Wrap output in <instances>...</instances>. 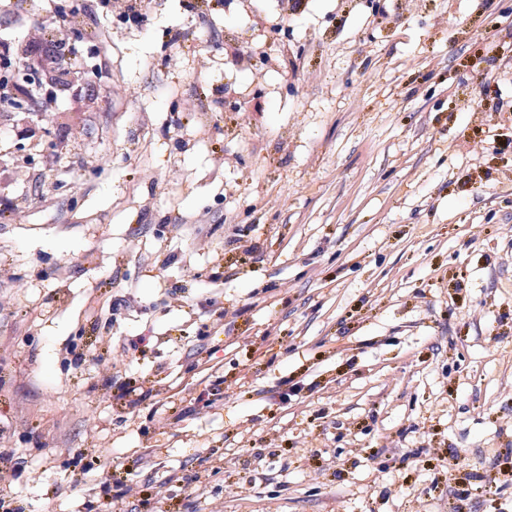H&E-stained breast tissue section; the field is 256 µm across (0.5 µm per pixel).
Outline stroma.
I'll return each mask as SVG.
<instances>
[{
	"label": "stroma",
	"mask_w": 512,
	"mask_h": 512,
	"mask_svg": "<svg viewBox=\"0 0 512 512\" xmlns=\"http://www.w3.org/2000/svg\"><path fill=\"white\" fill-rule=\"evenodd\" d=\"M85 2L0 115V512H512V0ZM119 7V13L124 21L131 26H140L147 19L149 1L146 0H123ZM31 57L32 55L21 66L9 67L2 57L0 59V101L4 99L7 103L13 102L15 107L12 110L17 114L31 115L33 113L32 97L22 93V90L45 89L46 93L51 96L52 90L46 86L56 88L61 92H75L83 89L85 83L89 81L84 69L80 67L70 68L65 73L57 71L44 75L41 70L32 66ZM14 88L18 92H15ZM5 90L10 92L5 93Z\"/></svg>",
	"instance_id": "stroma-1"
}]
</instances>
